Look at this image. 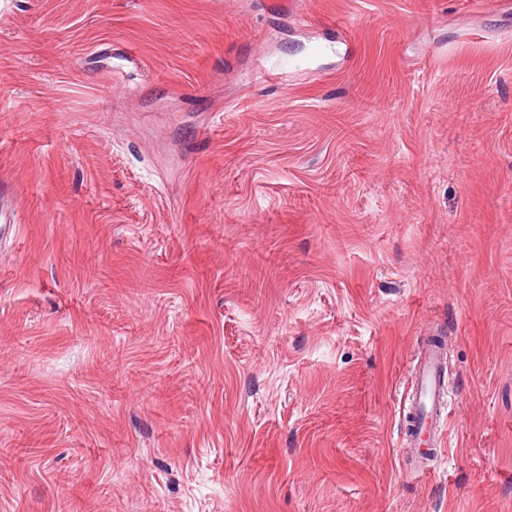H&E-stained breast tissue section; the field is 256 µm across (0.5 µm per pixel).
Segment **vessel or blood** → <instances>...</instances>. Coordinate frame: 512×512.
<instances>
[{"instance_id": "b4317fda", "label": "vessel or blood", "mask_w": 512, "mask_h": 512, "mask_svg": "<svg viewBox=\"0 0 512 512\" xmlns=\"http://www.w3.org/2000/svg\"><path fill=\"white\" fill-rule=\"evenodd\" d=\"M446 359L443 347L431 340L423 343L403 402V409L407 417L413 418L414 427L404 431L402 447H417L423 436L435 445L443 435L447 426L445 410L449 404Z\"/></svg>"}]
</instances>
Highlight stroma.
<instances>
[{"instance_id": "stroma-1", "label": "stroma", "mask_w": 512, "mask_h": 512, "mask_svg": "<svg viewBox=\"0 0 512 512\" xmlns=\"http://www.w3.org/2000/svg\"><path fill=\"white\" fill-rule=\"evenodd\" d=\"M2 184L0 512H512V0H0ZM432 338L426 339L419 351L403 402L407 426L401 437V447L418 448L422 454H427L429 448H436L443 435L447 426V406L449 416L450 391L445 372L448 353ZM410 418L415 421L412 425L416 429H407ZM423 435L430 440L429 448H423L420 440L417 441Z\"/></svg>"}]
</instances>
